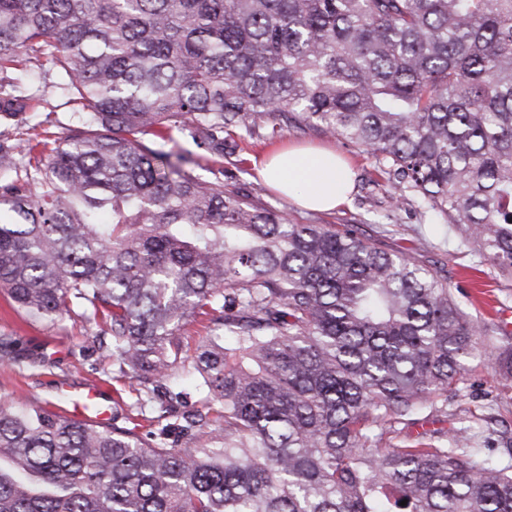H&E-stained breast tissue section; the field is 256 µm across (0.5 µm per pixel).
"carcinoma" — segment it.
<instances>
[{"mask_svg":"<svg viewBox=\"0 0 512 512\" xmlns=\"http://www.w3.org/2000/svg\"><path fill=\"white\" fill-rule=\"evenodd\" d=\"M21 50L76 110L51 148L0 139V289L37 320L82 309L167 424L147 441L1 403L0 512H512V465L470 432L380 447L448 410L477 349L448 287L156 140L221 161L226 134L319 128L512 274V0H0V116L18 125ZM200 314L215 328L188 411L162 381ZM490 356L512 377V337ZM18 359L0 337V365ZM160 137H164L166 140L172 139L169 145H175V149L182 153L189 155L195 159L198 164L197 173L202 177H211L209 173L210 169H215L218 164L214 162V158L207 155L201 149H199L191 139L178 135L175 131L161 128L158 133Z\"/></svg>","mask_w":512,"mask_h":512,"instance_id":"obj_1","label":"carcinoma"}]
</instances>
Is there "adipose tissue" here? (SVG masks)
Instances as JSON below:
<instances>
[{
	"label": "adipose tissue",
	"instance_id": "1",
	"mask_svg": "<svg viewBox=\"0 0 512 512\" xmlns=\"http://www.w3.org/2000/svg\"><path fill=\"white\" fill-rule=\"evenodd\" d=\"M260 174L278 194L314 211L343 205L351 180L348 164L327 148L282 149L262 164Z\"/></svg>",
	"mask_w": 512,
	"mask_h": 512
}]
</instances>
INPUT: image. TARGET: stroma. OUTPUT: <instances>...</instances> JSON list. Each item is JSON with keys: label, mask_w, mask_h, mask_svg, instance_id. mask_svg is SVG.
Returning a JSON list of instances; mask_svg holds the SVG:
<instances>
[{"label": "stroma", "mask_w": 512, "mask_h": 512, "mask_svg": "<svg viewBox=\"0 0 512 512\" xmlns=\"http://www.w3.org/2000/svg\"><path fill=\"white\" fill-rule=\"evenodd\" d=\"M17 76L23 90L44 96L27 112L28 127L44 139L60 137L72 121L74 106L56 92L50 66L27 67ZM288 144L330 148L347 159L353 174L349 202L330 212H311L274 192L259 175V165L266 155ZM224 185L286 214L293 223L351 224L359 235L386 250L414 249L418 260L437 273L470 318L495 336H504L500 315L512 313V276L479 258L453 225L422 215L415 201L395 205L384 174L359 146L315 129L275 138L239 135L224 152ZM96 332L95 325L77 310L52 322L28 318L0 291V336L13 337L23 357L14 367L0 368V402H24L60 414L66 407L62 391L75 394L95 385L103 411L129 412L139 396L138 386L113 373ZM466 364L463 388L449 397L447 414L422 413L401 432L385 433L383 446L478 423L484 440L495 450V459L507 461L505 448L512 445V379L494 374L478 357L467 359Z\"/></svg>", "instance_id": "35a3bbf8"}]
</instances>
